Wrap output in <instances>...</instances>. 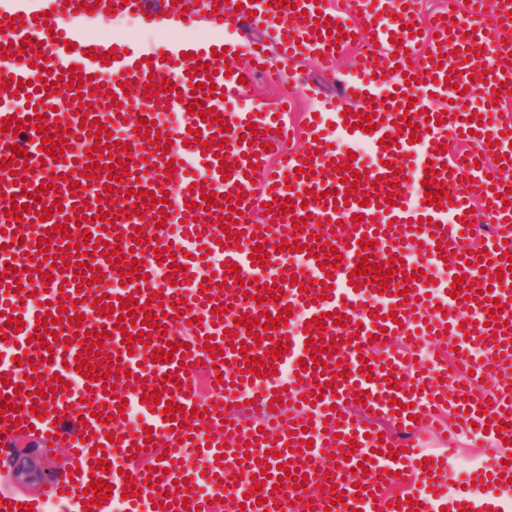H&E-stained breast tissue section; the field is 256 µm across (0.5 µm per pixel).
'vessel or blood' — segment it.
<instances>
[{"mask_svg": "<svg viewBox=\"0 0 512 512\" xmlns=\"http://www.w3.org/2000/svg\"><path fill=\"white\" fill-rule=\"evenodd\" d=\"M224 0H203L197 7H186L184 0L163 9L150 8L148 0H51L49 6L0 9V46H14L12 56L0 57V76H14L8 91L0 90V99L24 102L18 119L23 130L5 131L6 112L0 111V159L11 162L14 182L0 183V198L15 197L25 204L26 193L46 185L50 176H61L49 201H57L61 210L52 212L47 222L36 221L33 211L23 212L21 220L7 216L0 205V327L19 319L21 332L9 333L0 341V402L12 408L0 421V446H8L13 433L8 424L19 421L22 432H33L47 449L65 447L68 470L63 477L46 483L39 496L22 497L0 493V502L8 506L31 505V512H42L46 501L63 505L65 512H113L115 501L127 500L137 506L138 492H150L153 504L162 512H442L449 498L464 504L467 512H512V463L499 465L488 476L486 488L467 487L448 493L445 483H431L426 464H439L440 458L426 454L414 433L418 423H441L444 412L462 411L463 423L485 424L487 418H504L512 412V377L498 375L493 366L512 359V278H500L508 269L505 254L512 252V204L502 202L501 193L512 190V181L500 180L502 168L512 169V114L499 112L495 106L500 84L512 86V61H507L506 25L512 22V0H445L438 15L412 22L417 13L416 0H245L236 10L238 20L260 26L262 37L245 65L234 71L218 69L211 75L213 86L204 106L227 125L223 152L234 158L230 178H223L214 152L205 151L203 143L220 133L219 127L202 122L188 110L195 96L196 80L191 70L213 60L223 52L221 41L187 44L174 41L165 50H157L138 41L116 44L109 39H89L88 28L104 24L111 15H134L145 19L147 27H210L218 25V9ZM17 27L8 28L9 19ZM344 29L343 40H336V29ZM481 46L479 56L463 59L461 52L470 45ZM95 48L98 57L90 59L87 48ZM359 55L358 70L336 98L326 99L321 111L309 113L311 134L302 149L290 150L289 128L283 116L291 107L288 99L275 106L258 103L248 84L262 76L271 84L281 83L285 70L320 54V71L324 78L336 74L335 61L347 50ZM120 58H113V51ZM47 67L44 83H57L68 89L63 70L73 68L89 76L94 88L92 105L85 115L75 113L60 117V126L70 127L69 148L58 160L48 159L41 149V133L34 114H49L52 99L38 96L27 105L28 88L18 87V79H29L33 68ZM169 79L181 93L180 100H162L145 96L150 76ZM454 78L456 88H448L447 78ZM134 93H125L127 85ZM360 98L362 115L373 116L379 126L374 133L353 127L346 109L353 98ZM412 103L420 129L416 137L398 132L404 114L403 103ZM180 116L177 124L165 126L160 136L136 134V118L160 120L166 113ZM105 121L114 139L126 150L129 175L115 183L84 177V157L106 164L107 151H93V138L78 137L82 118ZM431 120L429 131H422L424 120ZM258 124L260 132L252 136L248 124ZM336 124L345 145L335 148L327 133L328 124ZM201 133L200 143L187 142L189 131ZM396 137L393 147H383L385 134ZM465 144L464 151L449 160L445 148L450 140ZM169 148H162V141ZM19 144L25 155L41 161L42 171L24 181L25 156H13L9 143ZM368 144L373 158L368 163L366 180L357 182L359 192L374 191L378 196L389 192L383 176L397 175L400 194L390 209L358 205L345 201L343 174L333 171L334 160L345 157L357 144ZM177 161L174 174L164 172L166 159ZM443 167L440 179L449 189L451 201L442 206L424 202L429 163ZM79 182V192H71L70 182ZM152 189L154 195H166L169 202L164 213V227L144 228L146 242L132 240L140 220L118 221L110 214L111 205L132 210L131 189ZM232 195L231 211L207 206L203 192ZM291 199V220L281 221L272 214L253 219L254 210H262L273 199ZM82 205L83 217H71L72 205ZM102 213H95V206ZM230 220L231 231L240 232L236 247L220 245L223 233L218 217ZM306 219L304 231L293 228L294 219ZM491 223L484 236L481 252L488 261L473 262L468 250L472 246L473 223ZM340 222L349 234L347 245L338 246L341 259L329 271H321L319 262L309 252L271 253L269 276L255 278L252 259L255 246L264 244L269 234L286 235L288 241L317 245L333 240V222ZM66 225L70 237L55 234L50 244L51 259L40 256L39 239L45 229ZM142 227V226H141ZM102 238L109 250H121L140 260L144 273L137 282L121 283L118 271L112 270L104 253L95 252L94 266L105 272L106 283L93 284L90 293L79 295L75 264L84 260L76 244L82 233ZM375 235L378 244L371 250L370 264L387 258L403 259L407 280L392 278L388 289L378 288L371 276H363L361 289L350 285V271L359 262L358 242L363 234ZM160 238L174 256L173 266L185 267L176 285L152 293L146 278L159 268L151 245ZM73 246L70 263H63L58 252ZM220 255L221 263L208 265L203 252ZM237 263L238 279L227 276L228 263ZM41 274L50 273L51 282L42 277L31 280L28 265ZM443 268L446 278L430 283L433 270ZM297 277L298 284L284 287L279 298L256 303L250 293L255 288L274 286L281 277ZM465 276L478 282H492V291L472 295L471 299L451 295L455 279ZM218 284V303L224 312L213 309L214 303L201 295L199 285L205 281ZM243 281V293H233L236 281ZM332 281L334 288L326 300H319L322 281ZM310 286L302 294L299 283ZM135 297L139 308L134 322H142L145 313L157 317V331L148 344L125 348L123 332L114 329L113 318L121 317L122 298ZM100 300L112 308V317L92 313L91 300ZM184 309H176V302ZM64 307L82 314L81 324H65L52 348L39 346L31 334L38 321L44 320L49 308ZM291 315L278 331L260 330L250 337L246 328L235 325V318L249 315ZM347 318L346 327L333 324L331 312ZM320 316L323 336L317 346L329 340L340 341L341 376L331 370L301 369L299 362L308 358L305 329L313 316ZM168 326L183 348L177 349L173 361L163 363L156 356L166 347L160 333ZM110 328L111 338L105 349L110 366L120 367L113 393H105L102 382L84 378L69 363L81 348L76 331H100ZM406 338L404 349H382L376 336ZM244 336L248 352L232 351L228 334ZM289 339L285 354L276 361L277 375L252 378L245 372V358L263 357L275 341ZM214 343L221 354L211 355L206 343ZM453 346L451 359L437 357L436 351ZM372 366V373L360 372V365ZM391 370L397 387L381 380L382 370ZM44 377L60 376L62 385L54 393L55 412L45 413L43 405L30 397L25 378L32 372ZM205 372L213 384L215 398L201 399L198 393H185V386L195 384L198 372ZM144 379V391H135L137 379ZM161 391V404L145 412L143 427L131 430L126 418L118 414L122 401L141 400L143 392ZM312 393L315 404L300 403L302 395ZM226 403L218 410L216 401ZM289 404L287 413L269 419L267 411L277 401ZM181 406L175 422L164 419L163 404ZM250 410L263 411L260 419L243 420L240 404ZM364 404L366 413L381 415L400 431L399 436L382 434L380 427L363 424L350 413L351 405ZM106 414V421L96 420V412ZM356 442L352 455L340 449L342 437ZM381 448L374 456L364 478L354 472L364 456ZM136 449L135 459L126 460L115 469V454ZM196 449L203 462L202 470L184 465V455ZM279 451V458L269 456V449ZM335 449L340 463L327 469L321 461L327 449ZM372 455V454H371ZM111 471H104V464ZM269 464L268 475H261L262 464ZM288 467L290 476L281 479L280 467ZM411 472L408 491L411 503L384 492L383 486L395 483L396 476ZM334 478V487L323 484V474ZM133 476L134 495L124 498L126 476ZM187 478L192 492L178 487L177 478ZM306 478L305 493L295 488L297 478ZM262 483L261 497H243L232 489V479ZM98 481L112 487L110 499L102 505L86 504L84 494L89 482ZM225 484L222 501L211 498L217 484Z\"/></svg>", "mask_w": 512, "mask_h": 512, "instance_id": "b4317fda", "label": "vessel or blood"}]
</instances>
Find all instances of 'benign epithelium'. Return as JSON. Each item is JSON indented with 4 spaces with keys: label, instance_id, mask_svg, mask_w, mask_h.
<instances>
[{
    "label": "benign epithelium",
    "instance_id": "benign-epithelium-1",
    "mask_svg": "<svg viewBox=\"0 0 512 512\" xmlns=\"http://www.w3.org/2000/svg\"><path fill=\"white\" fill-rule=\"evenodd\" d=\"M59 466L40 449L38 441L20 436L0 454V481L22 488H36Z\"/></svg>",
    "mask_w": 512,
    "mask_h": 512
}]
</instances>
